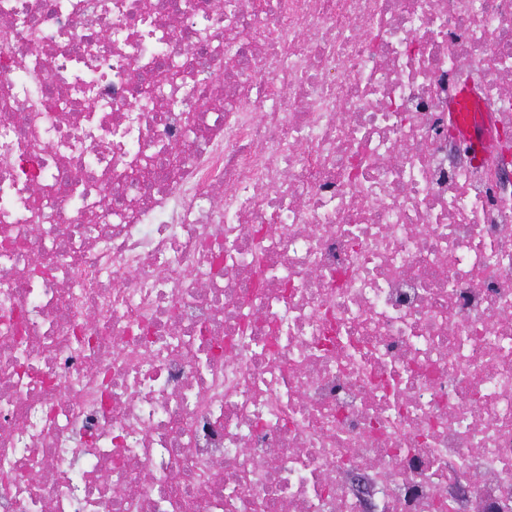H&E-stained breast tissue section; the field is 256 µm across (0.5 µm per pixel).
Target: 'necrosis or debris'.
<instances>
[{"label": "necrosis or debris", "mask_w": 512, "mask_h": 512, "mask_svg": "<svg viewBox=\"0 0 512 512\" xmlns=\"http://www.w3.org/2000/svg\"><path fill=\"white\" fill-rule=\"evenodd\" d=\"M474 113L512 0H0V512H512Z\"/></svg>", "instance_id": "necrosis-or-debris-1"}]
</instances>
